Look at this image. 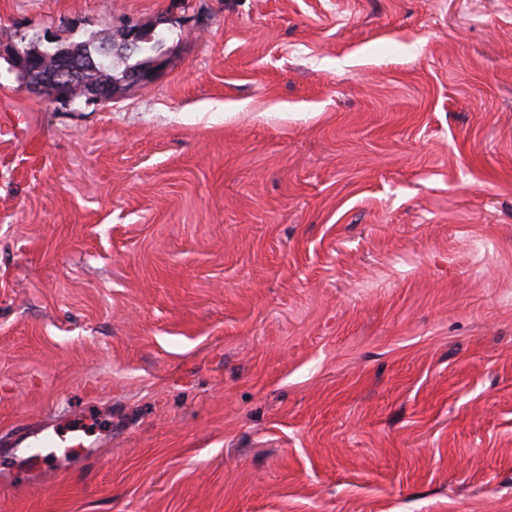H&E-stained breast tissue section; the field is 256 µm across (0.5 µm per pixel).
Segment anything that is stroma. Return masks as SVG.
<instances>
[{"instance_id": "1", "label": "stroma", "mask_w": 512, "mask_h": 512, "mask_svg": "<svg viewBox=\"0 0 512 512\" xmlns=\"http://www.w3.org/2000/svg\"><path fill=\"white\" fill-rule=\"evenodd\" d=\"M132 24L105 105L0 58V437L93 426L0 512H512V0H0Z\"/></svg>"}]
</instances>
